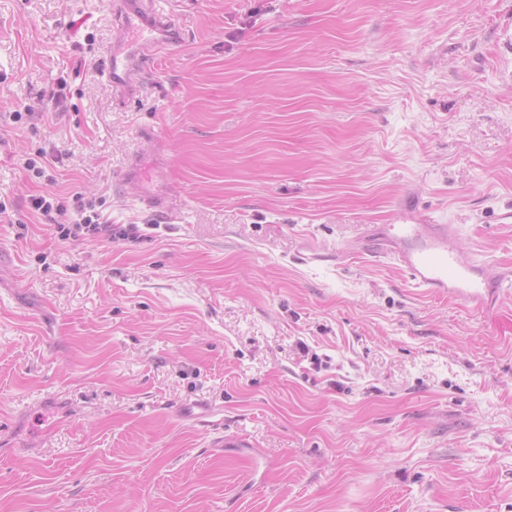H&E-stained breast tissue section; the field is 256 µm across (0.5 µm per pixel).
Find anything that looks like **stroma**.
Here are the masks:
<instances>
[{"mask_svg":"<svg viewBox=\"0 0 512 512\" xmlns=\"http://www.w3.org/2000/svg\"><path fill=\"white\" fill-rule=\"evenodd\" d=\"M110 2L0 0V512H512V286L367 238L409 191L512 267V0H160L126 98ZM80 213V219L76 224H72L76 235H90L92 237H104L112 241V224H105L102 217L95 210L92 202H80L77 210Z\"/></svg>","mask_w":512,"mask_h":512,"instance_id":"1","label":"stroma"}]
</instances>
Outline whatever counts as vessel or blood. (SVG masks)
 I'll return each instance as SVG.
<instances>
[{"mask_svg":"<svg viewBox=\"0 0 512 512\" xmlns=\"http://www.w3.org/2000/svg\"><path fill=\"white\" fill-rule=\"evenodd\" d=\"M111 12L114 43L103 73L114 94L122 96L135 85L142 64L175 47L181 36L157 0H113ZM397 207L395 223L370 231V256L393 260L415 287L431 295L463 300L485 314L493 312L501 288L512 283V269L497 279L488 278L480 259L463 257L457 225L437 223L409 193Z\"/></svg>","mask_w":512,"mask_h":512,"instance_id":"obj_1","label":"vessel or blood"}]
</instances>
